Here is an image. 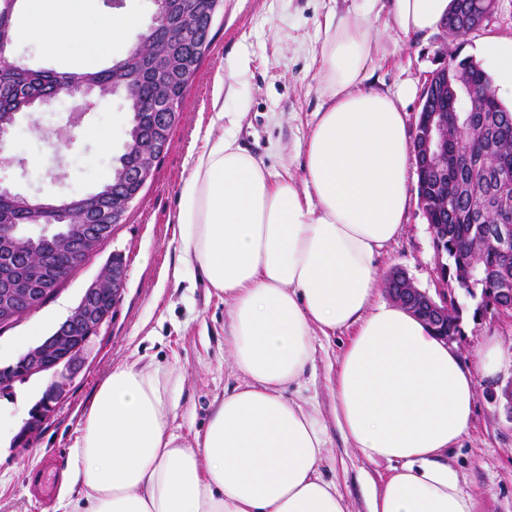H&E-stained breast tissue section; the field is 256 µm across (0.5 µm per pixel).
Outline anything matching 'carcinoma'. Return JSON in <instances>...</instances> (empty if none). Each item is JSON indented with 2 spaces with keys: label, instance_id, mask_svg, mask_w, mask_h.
<instances>
[{
  "label": "carcinoma",
  "instance_id": "carcinoma-1",
  "mask_svg": "<svg viewBox=\"0 0 512 512\" xmlns=\"http://www.w3.org/2000/svg\"><path fill=\"white\" fill-rule=\"evenodd\" d=\"M480 4L481 0H453V9L444 24L448 35H464L459 26L460 15ZM200 6L201 0H179L177 11L170 17V26L176 28L183 17L199 15L198 38L179 43L170 39L161 41L164 49L175 47L182 56L195 63L201 62L205 56L199 49L200 44H205L207 50L212 44L209 22L200 15ZM446 65L448 77L452 78L468 71L473 61L451 56ZM197 70L195 66L187 71L157 77L134 61L129 52L108 67L93 72H70L68 76L73 81L95 83L101 92L124 95L132 114L128 137L142 143L147 140L157 99L162 97L160 88L167 87L183 94ZM59 75L56 70H38L29 81L3 82L0 85V113L25 108L26 100L40 88L51 90L60 86ZM470 75L483 88V96L474 102L477 112L466 124L461 123L456 114H448V136L462 145L457 178L449 181L445 189L439 181L429 177L419 181L417 189L418 194L424 197L445 195L437 249L443 262L440 272L448 279V287H455L460 280V271L471 262L478 263L483 270V284L477 294L463 288L465 295L474 301L473 319L476 320L483 317L486 308L484 289L499 287L500 254L495 247L498 225H512V107L497 98L487 72L479 74L472 71ZM134 166V157L120 156L112 180L101 188L111 203H121L122 195L115 193V189L131 180ZM10 231L18 240L16 253L7 257L0 254V263L11 265L19 273L21 264L32 259L36 252L27 247L31 239L28 233L13 229L11 224L0 223V235ZM463 312L464 306L460 302L451 303L448 333H463Z\"/></svg>",
  "mask_w": 512,
  "mask_h": 512
}]
</instances>
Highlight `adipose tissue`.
Listing matches in <instances>:
<instances>
[{
	"label": "adipose tissue",
	"instance_id": "adipose-tissue-1",
	"mask_svg": "<svg viewBox=\"0 0 512 512\" xmlns=\"http://www.w3.org/2000/svg\"><path fill=\"white\" fill-rule=\"evenodd\" d=\"M15 38L81 70L110 57L141 20L95 0H21ZM404 34L441 27L452 0H392ZM370 16L328 18L318 80L324 102L304 150L305 178L273 174L235 127L205 135L180 190V268L198 271L227 306L224 345L235 385L203 432L173 430L182 372L115 365L83 416L57 491L64 512H350L323 469L328 424L366 462H387L368 512H479L448 463L466 435L476 382L502 370L487 339L468 361L379 298L377 258L412 200L401 100L366 87ZM352 330L331 418L304 394L316 335Z\"/></svg>",
	"mask_w": 512,
	"mask_h": 512
}]
</instances>
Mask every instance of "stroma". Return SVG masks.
<instances>
[{"instance_id":"obj_1","label":"stroma","mask_w":512,"mask_h":512,"mask_svg":"<svg viewBox=\"0 0 512 512\" xmlns=\"http://www.w3.org/2000/svg\"><path fill=\"white\" fill-rule=\"evenodd\" d=\"M355 11L368 12L374 24L367 84L392 94L410 88L403 110L411 132L416 129L425 82L450 52L482 61L488 70L492 64L482 59V42L512 37V0H498L489 21L458 38L443 28L429 35L404 34L389 0H224V10L211 28V50L185 95L170 145L125 222L114 227L111 238L50 300L28 317L0 329V352L10 353L15 338L30 321L51 313L66 318L112 256L122 257L123 297L93 337L67 396L29 443L0 448V512H56L55 497L42 493L37 478L64 469L80 434L84 409L118 363L141 357L182 369L185 380L174 393L179 409L173 429L186 443L203 430L212 400L235 383L224 353L226 308L201 274L186 273L177 280L170 272L178 265L174 234L181 185L204 147V133L218 136L224 131L213 107L217 99L214 78L229 71L240 54L249 56L248 69L236 78V95L219 99L225 111L240 112L238 139L245 149L262 158L272 172L286 171L303 181L299 149L322 103L317 54L323 19L330 12L344 16ZM74 107L72 97L55 98L42 112L21 119L9 137L10 157L0 162L1 183L28 196L49 193L66 198L97 191L111 180L131 120L120 94L109 99L107 106L86 112L84 118L85 124L108 135L110 149L84 141L56 163L43 164L63 110ZM379 262L386 272L403 268L418 288L436 293L440 281L433 235L420 202H412L401 234L383 249ZM490 334L499 336L506 354H512L511 323L489 316L476 321L471 311H464L463 334L456 342L459 352L473 358L478 343ZM349 337L343 331L315 339L316 374L308 378L307 386L326 412L332 407L328 378ZM490 387V382L478 380L468 434L460 447L449 451L448 462L458 470L462 485L478 496L479 512H512V423L486 398ZM329 437V478L347 498L350 512H367L363 483L369 479L382 485L389 473L387 463L362 460L337 429H330Z\"/></svg>"}]
</instances>
